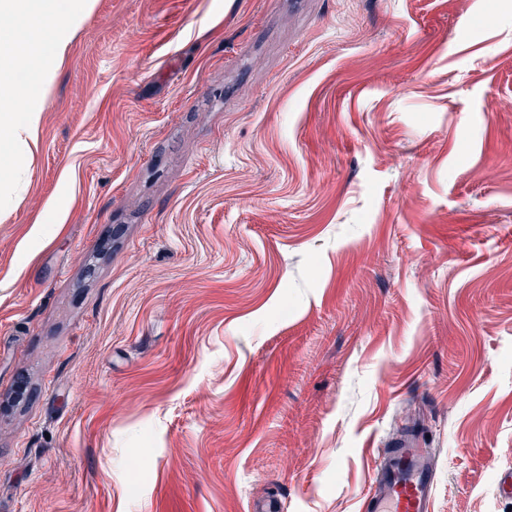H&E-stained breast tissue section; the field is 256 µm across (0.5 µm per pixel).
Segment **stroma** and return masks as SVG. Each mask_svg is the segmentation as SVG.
I'll use <instances>...</instances> for the list:
<instances>
[{
  "label": "stroma",
  "instance_id": "stroma-1",
  "mask_svg": "<svg viewBox=\"0 0 512 512\" xmlns=\"http://www.w3.org/2000/svg\"><path fill=\"white\" fill-rule=\"evenodd\" d=\"M17 77L0 512H512V0H95ZM16 113L20 114L21 117L13 120L16 118L15 116L3 127L1 126L0 114V136H5L13 143L18 159L23 152L30 150L31 146L35 145L40 123V113L35 112L32 106H29L25 112ZM435 481L425 448L408 435L377 470L372 493L362 500L363 512H431Z\"/></svg>",
  "mask_w": 512,
  "mask_h": 512
}]
</instances>
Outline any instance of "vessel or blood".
Listing matches in <instances>:
<instances>
[{
	"mask_svg": "<svg viewBox=\"0 0 512 512\" xmlns=\"http://www.w3.org/2000/svg\"><path fill=\"white\" fill-rule=\"evenodd\" d=\"M435 481L426 449L404 438L377 470L362 512H432Z\"/></svg>",
	"mask_w": 512,
	"mask_h": 512,
	"instance_id": "obj_1",
	"label": "vessel or blood"
}]
</instances>
